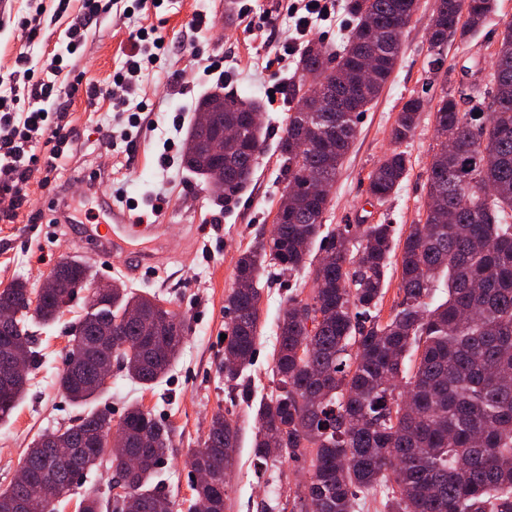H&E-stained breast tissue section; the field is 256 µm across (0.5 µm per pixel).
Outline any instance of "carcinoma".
<instances>
[{"instance_id": "obj_1", "label": "carcinoma", "mask_w": 512, "mask_h": 512, "mask_svg": "<svg viewBox=\"0 0 512 512\" xmlns=\"http://www.w3.org/2000/svg\"><path fill=\"white\" fill-rule=\"evenodd\" d=\"M418 0H347L355 26L340 53L321 40L307 42L296 61L298 77L283 95L288 122L278 140L286 188L293 190L277 210L268 237L254 241L238 259L235 283L224 297L229 315L224 340V384L242 388L260 341V280L269 269L307 272V298L295 293L276 327L270 396L256 409L254 456L270 461L310 462L306 482L292 498L262 512H355L359 496L384 494L387 512H512V21L504 23L491 66L493 88H471L475 102L464 112L456 93L436 105L438 137L426 169L423 222L412 224L402 244L391 224H345L329 236L322 255L311 247L322 233L329 193L312 194L313 177L332 188L357 135V120L378 98L401 53L398 19L410 21ZM492 0H439L430 24V49L441 54L450 36L465 40L478 31ZM371 76L362 80L364 66ZM332 82L340 112H298L308 84ZM423 108L409 98L391 129L395 145L368 177L367 194L383 202L405 178L409 158L400 146L416 132ZM260 103L248 96L206 93L195 112L212 117L211 132L237 126L224 139V184L216 200L234 198L251 182L264 143ZM183 163L205 176L214 160L198 132L188 128ZM400 250V300L380 316L387 273ZM448 278L447 298L432 305L434 283ZM73 287L43 281L36 318L60 320L84 293L86 310L68 329L71 348L59 386L77 405L98 393L96 364L115 350L119 369L144 387L170 369L187 335L184 317L156 308L157 298L116 287L106 305L92 310L89 265L68 258ZM32 290L14 281L0 291V306L16 308L0 322V365L11 344L30 338ZM29 375L0 393V422L23 400ZM112 418L101 409L83 412L44 434L27 449L22 483L0 488V512H17L27 500L41 512H57L74 494L77 480L102 464L98 437ZM174 432L139 404L130 406L116 430L127 452L141 460L135 470L111 461L114 484L123 493L112 512H172L167 494L151 479L173 448ZM59 442L76 452L60 461L45 445ZM238 430L224 412L213 413L206 439L187 452L191 472L211 480L193 485L187 512H224Z\"/></svg>"}]
</instances>
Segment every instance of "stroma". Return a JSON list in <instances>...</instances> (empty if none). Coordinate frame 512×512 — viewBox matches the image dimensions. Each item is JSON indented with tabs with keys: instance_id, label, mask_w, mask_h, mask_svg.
Here are the masks:
<instances>
[{
	"instance_id": "1",
	"label": "stroma",
	"mask_w": 512,
	"mask_h": 512,
	"mask_svg": "<svg viewBox=\"0 0 512 512\" xmlns=\"http://www.w3.org/2000/svg\"><path fill=\"white\" fill-rule=\"evenodd\" d=\"M435 0H419L402 34V52L384 89L364 113L357 138L346 155L323 216L326 230L340 224H389L395 239L418 223L426 202V168L435 144L433 111L446 92L472 86L488 88L491 59L505 21L512 20V0H495L483 28L468 40L449 38L433 56L429 25ZM131 0H101V11L77 54H65L68 19L41 18V32L30 41L17 29L27 0H11L0 14V75L15 69L25 56L39 78L69 87L61 96L67 112L72 149L55 170L33 172L27 200L13 222L0 220V288L17 278L39 288L64 257L90 264L97 280L150 293L185 316L188 332L177 361L152 388L113 372L95 401L120 421L137 403L174 430L175 448L154 479L168 494L173 512H187L193 479L186 464L188 449L203 440L208 422L225 410L239 429L235 473L224 512H261L276 490L294 487L307 470L303 463L257 466L254 460V406L272 391V355L277 319L289 289L301 276L261 281V337L246 372L251 397L232 400L224 384V297L233 286L237 259L255 239L268 235L284 193L276 145L288 117L282 87L295 73L301 49L294 42L295 20L288 0H164L156 9L128 14ZM232 6L234 25L224 23ZM154 28L175 49L162 57L140 82L132 102H146L131 137L112 110V77L123 70L132 51L130 34ZM65 55L60 73L47 67L51 53ZM258 99L267 130L265 150L248 188L230 203L216 201L203 181L182 162L179 148L193 119L198 98L217 86ZM94 95H87L88 87ZM418 96L426 105L414 138L403 149L409 170L399 189L381 203H369L368 175L392 148L391 127L402 105ZM178 121H171V113ZM135 203V218L159 220L158 236L120 240V259L97 263L88 235L109 222L104 194ZM163 211L153 215L156 196ZM151 256V275L135 278L122 268V257ZM73 307L51 326L30 324L36 365L26 395L12 417L0 423V487L14 481L27 448L45 431L68 424L81 409L57 385L70 349L69 323L80 315Z\"/></svg>"
}]
</instances>
